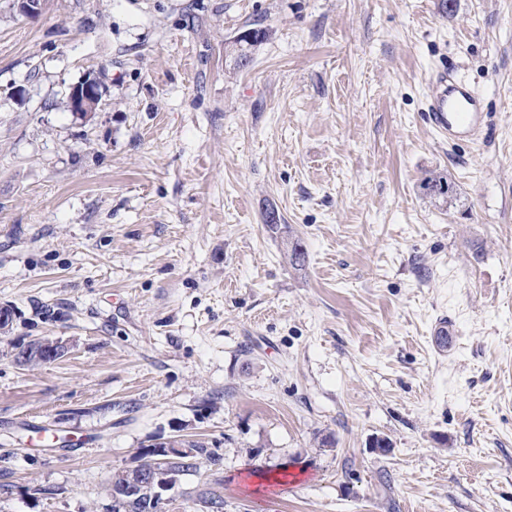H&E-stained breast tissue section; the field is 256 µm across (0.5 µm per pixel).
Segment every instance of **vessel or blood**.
<instances>
[{
	"label": "vessel or blood",
	"instance_id": "obj_1",
	"mask_svg": "<svg viewBox=\"0 0 512 512\" xmlns=\"http://www.w3.org/2000/svg\"><path fill=\"white\" fill-rule=\"evenodd\" d=\"M427 117L437 133L450 142H477L484 134V112L479 94L441 68L429 80Z\"/></svg>",
	"mask_w": 512,
	"mask_h": 512
}]
</instances>
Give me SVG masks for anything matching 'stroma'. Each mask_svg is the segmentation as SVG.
Wrapping results in <instances>:
<instances>
[{
    "label": "stroma",
    "mask_w": 512,
    "mask_h": 512,
    "mask_svg": "<svg viewBox=\"0 0 512 512\" xmlns=\"http://www.w3.org/2000/svg\"><path fill=\"white\" fill-rule=\"evenodd\" d=\"M444 65L478 142L427 120ZM6 307L0 512H112L169 441L212 456L161 512H512V0H0ZM102 92L96 79H87L70 87L67 94L69 110L78 117H86L99 107ZM420 188L426 196L446 202H452L458 195L455 183L448 180L447 176L436 172H430L421 182Z\"/></svg>",
    "instance_id": "35a3bbf8"
}]
</instances>
